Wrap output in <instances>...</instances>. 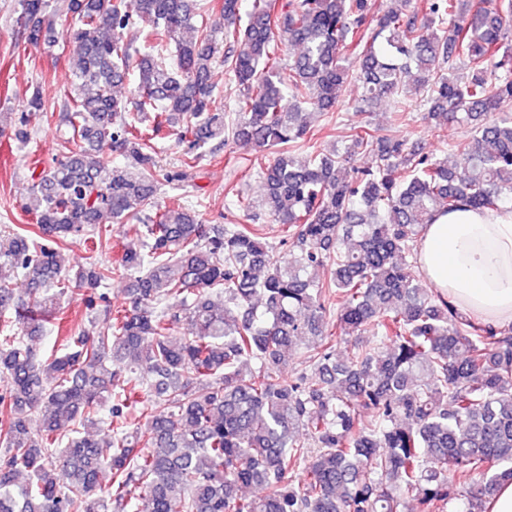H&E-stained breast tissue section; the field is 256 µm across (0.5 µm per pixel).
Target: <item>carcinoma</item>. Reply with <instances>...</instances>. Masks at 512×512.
Instances as JSON below:
<instances>
[{
	"mask_svg": "<svg viewBox=\"0 0 512 512\" xmlns=\"http://www.w3.org/2000/svg\"><path fill=\"white\" fill-rule=\"evenodd\" d=\"M410 5L253 0L243 16L241 0H221L214 23L197 0H71L80 53L66 111L79 145L32 168L34 229L0 232V315L24 295L45 315L69 291L135 284L96 335L65 337L43 362L29 346L39 319L0 326V512H400L411 496L433 512L458 481L459 512H486L512 481V326L472 321L408 261L435 214L512 205V116H499L512 104V0H428L422 16ZM48 7L18 0L23 43L50 42ZM133 29L149 51L126 37ZM218 31L238 86L233 138L274 150L260 207L297 251L286 266L256 224L154 208L157 184L185 182L225 133L212 99ZM282 41L297 48L285 64ZM131 73L123 100L114 89ZM355 76L365 105L392 96L402 119L424 90L433 133L471 125L455 163L366 123L349 128L341 155L300 153V106L334 111ZM131 107L165 119L138 127ZM42 111L31 97L17 139ZM165 122L188 143L177 170L156 159ZM361 153L371 165L348 172ZM140 217L112 264L61 272L67 239L94 244L107 224ZM304 341L309 369L283 379ZM142 394L151 407L131 431ZM108 401L113 437L99 441L87 429ZM250 486L262 495L243 494Z\"/></svg>",
	"mask_w": 512,
	"mask_h": 512,
	"instance_id": "cac0c4a2",
	"label": "carcinoma"
}]
</instances>
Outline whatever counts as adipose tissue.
<instances>
[{"label": "adipose tissue", "mask_w": 512, "mask_h": 512, "mask_svg": "<svg viewBox=\"0 0 512 512\" xmlns=\"http://www.w3.org/2000/svg\"><path fill=\"white\" fill-rule=\"evenodd\" d=\"M425 280L474 321L512 324V207L437 214L418 249Z\"/></svg>", "instance_id": "adipose-tissue-1"}]
</instances>
